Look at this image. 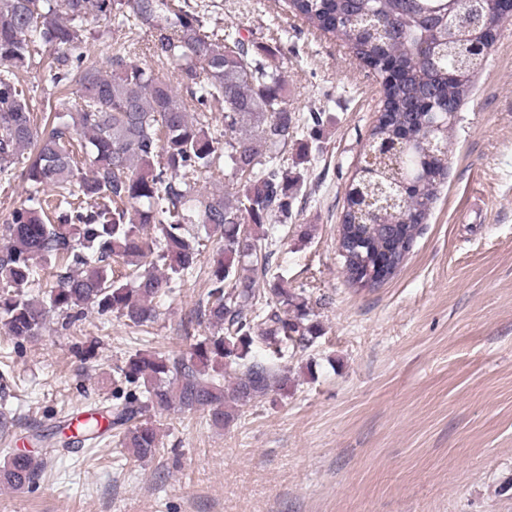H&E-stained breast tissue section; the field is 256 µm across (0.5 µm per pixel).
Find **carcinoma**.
I'll list each match as a JSON object with an SVG mask.
<instances>
[{
	"mask_svg": "<svg viewBox=\"0 0 512 512\" xmlns=\"http://www.w3.org/2000/svg\"><path fill=\"white\" fill-rule=\"evenodd\" d=\"M287 4L310 30L372 63L381 85L384 115L369 138L394 153L353 179L404 204L346 210L338 227L348 283L378 288L405 265L447 174L448 158L434 164L426 147L448 141V113L469 90L471 60L446 43L448 0ZM207 15L204 0H0V181L20 176L35 186L0 226V328L28 341L53 319L67 329L89 312L147 327L157 299L193 271L205 243L222 242L206 299L187 321L210 335L192 338L185 353L138 351L116 367L108 429L136 461L164 447L153 413L203 410L224 428L238 408L288 385V369L252 356L256 327L265 326L262 339L276 353L320 334L306 290L273 272L278 240L269 223L291 208L288 143L320 126L321 113L288 111L278 49L254 51L239 28H212ZM90 18L134 35L112 49L105 69L86 64ZM140 53L172 66L176 81L132 63ZM33 68L56 93L39 118L16 75ZM217 107L223 129L214 131ZM218 174L224 188L203 187ZM39 261L56 272L34 296ZM234 365L243 371L226 384ZM43 468L36 455L13 452L0 484L29 489Z\"/></svg>",
	"mask_w": 512,
	"mask_h": 512,
	"instance_id": "cac0c4a2",
	"label": "carcinoma"
}]
</instances>
